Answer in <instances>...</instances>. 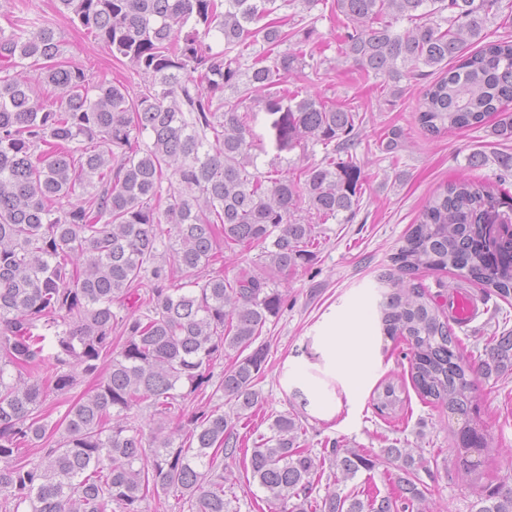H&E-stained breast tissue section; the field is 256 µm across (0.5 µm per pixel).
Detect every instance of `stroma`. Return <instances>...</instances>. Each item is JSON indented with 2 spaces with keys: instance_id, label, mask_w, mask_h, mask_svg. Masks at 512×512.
<instances>
[{
  "instance_id": "35a3bbf8",
  "label": "stroma",
  "mask_w": 512,
  "mask_h": 512,
  "mask_svg": "<svg viewBox=\"0 0 512 512\" xmlns=\"http://www.w3.org/2000/svg\"><path fill=\"white\" fill-rule=\"evenodd\" d=\"M29 15L55 29L63 44L64 61L84 68L94 78L119 81L130 92L139 91L142 79L130 64L114 59L107 48L60 14L55 0H30ZM277 15L286 28L311 30L309 46L320 54L319 69L293 74V83L326 102L358 107L364 117L353 149L364 194L354 219L347 223L313 220L307 204L298 206L301 218L313 220L318 244L309 264L275 279L284 305L258 338L269 350L266 368L257 381L264 396L263 411L269 416L301 412L305 444L315 452L322 443L333 442L377 456L387 446L386 436H393L399 447L413 449L420 461L419 475L428 487L424 512H472L479 496L512 486V374L476 381L474 416L488 446L466 453L479 467L475 474H465L459 466L463 453L455 437L456 421L423 401L411 381L401 345L380 329L376 277L392 269L393 257L411 225L439 187L466 177L502 184L512 191V172L501 165L502 156L512 155V141H495L483 126L436 136L425 133L415 114L422 81H404L402 95L393 98L383 90L381 79L365 76L351 59L339 55L340 22L327 0H319L310 9L302 0H283ZM395 129L401 133L399 147L389 154L380 144ZM476 153L484 159L478 167L470 164ZM478 305L476 321L457 331L468 347L512 330V303L491 294L479 298ZM357 314L368 321L375 363L365 384L351 386L327 369L319 338L325 327ZM289 357L298 363L287 374L283 363ZM285 374L335 390L333 404L312 399L300 405L292 389L281 382ZM388 381L404 389L399 413L403 423L396 432L390 430L388 419L376 414L371 402L375 387ZM227 471L234 483L236 512H270L265 491L247 480L242 464L228 463Z\"/></svg>"
}]
</instances>
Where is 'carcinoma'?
<instances>
[{
    "label": "carcinoma",
    "instance_id": "cac0c4a2",
    "mask_svg": "<svg viewBox=\"0 0 512 512\" xmlns=\"http://www.w3.org/2000/svg\"><path fill=\"white\" fill-rule=\"evenodd\" d=\"M23 2L13 4L10 31L0 29V60H33L59 95L41 100L28 81L0 76V512H146L148 497L163 495L188 512H234L220 458L242 461L274 512H414L426 487L412 450L395 442L383 449L395 492L317 497L321 478L352 479L377 459L334 443L313 457L296 413L274 416L272 435L249 450L237 437L240 419L262 402L255 386L268 349L254 342L283 299L258 273L230 280L209 271L217 247L255 248L271 271L295 270L311 261L315 240L314 226L295 218L298 202L324 221H347L362 194L352 153L360 112L285 86L314 59L311 31H283L271 18L278 0H58L59 12L143 77L132 94L61 61L54 29L28 17ZM334 4L345 22L341 54L391 94L403 79L441 71L416 112L425 132L489 122L495 138L512 141V41L483 35L500 0ZM403 20L411 27L398 29ZM209 38L224 49L213 51ZM247 99L265 112L276 152L319 144L321 162L292 178L259 172L251 116L240 111ZM395 265L378 278L384 334L404 341L423 399L463 420L460 447L484 448L469 419L472 389L478 376L512 373V331L464 351L447 305L416 279L456 270L512 297L504 195L468 179L439 188ZM229 350L239 358L216 384L229 411L184 412L166 426ZM81 375L97 377L95 387L69 396ZM49 390L66 397L56 421L41 410ZM372 401L382 416L402 404L391 383ZM143 407L158 423L148 438ZM24 447L42 455L24 460ZM475 507L512 512V488Z\"/></svg>",
    "mask_w": 512,
    "mask_h": 512
}]
</instances>
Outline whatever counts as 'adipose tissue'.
Listing matches in <instances>:
<instances>
[{
  "label": "adipose tissue",
  "instance_id": "ef3b65f1",
  "mask_svg": "<svg viewBox=\"0 0 512 512\" xmlns=\"http://www.w3.org/2000/svg\"><path fill=\"white\" fill-rule=\"evenodd\" d=\"M360 317H352L339 331H328L320 339L332 365L350 382L363 381L372 363V348L360 334Z\"/></svg>",
  "mask_w": 512,
  "mask_h": 512
}]
</instances>
